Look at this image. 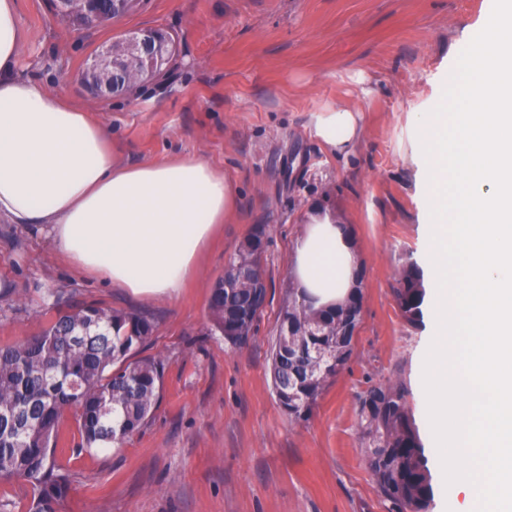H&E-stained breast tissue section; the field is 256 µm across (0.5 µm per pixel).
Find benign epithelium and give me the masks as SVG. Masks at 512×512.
I'll list each match as a JSON object with an SVG mask.
<instances>
[{
    "label": "benign epithelium",
    "instance_id": "1",
    "mask_svg": "<svg viewBox=\"0 0 512 512\" xmlns=\"http://www.w3.org/2000/svg\"><path fill=\"white\" fill-rule=\"evenodd\" d=\"M94 0H56V13L83 29L97 21ZM170 50L152 29H142L128 40L101 50L86 66L83 77L87 93L94 99L117 94L122 85L143 86L168 64Z\"/></svg>",
    "mask_w": 512,
    "mask_h": 512
}]
</instances>
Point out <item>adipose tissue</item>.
<instances>
[{"label":"adipose tissue","mask_w":512,"mask_h":512,"mask_svg":"<svg viewBox=\"0 0 512 512\" xmlns=\"http://www.w3.org/2000/svg\"><path fill=\"white\" fill-rule=\"evenodd\" d=\"M23 41L17 0H0V221L42 225L78 273L146 300L176 298L235 204L231 183L198 156L121 163L83 106L21 74ZM358 121L353 109L329 111L315 134L346 154ZM357 272L349 231L312 208L290 259L299 294L335 305Z\"/></svg>","instance_id":"1"}]
</instances>
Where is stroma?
<instances>
[{"label": "stroma", "mask_w": 512, "mask_h": 512, "mask_svg": "<svg viewBox=\"0 0 512 512\" xmlns=\"http://www.w3.org/2000/svg\"><path fill=\"white\" fill-rule=\"evenodd\" d=\"M26 75L84 106L126 163L196 155L224 172L234 209L179 297L144 301L75 272L34 224L0 223V344L38 332L55 301L100 302L152 315L144 353L166 361L162 401L122 447L74 454L59 512H393L378 493L357 428L371 386L405 392L421 442L431 425L422 386L429 316L395 301L403 266L425 262L431 200L418 118L441 100L462 35H476L493 0H144L92 30L61 23L51 0H18ZM179 40L172 75L103 101L80 74L101 46L131 29ZM348 107L360 140L336 155L317 118ZM320 205L349 226L362 292L348 365L305 421L279 407L270 374L291 250ZM268 227L269 302L241 348L211 329V290L253 225Z\"/></svg>", "instance_id": "obj_1"}]
</instances>
